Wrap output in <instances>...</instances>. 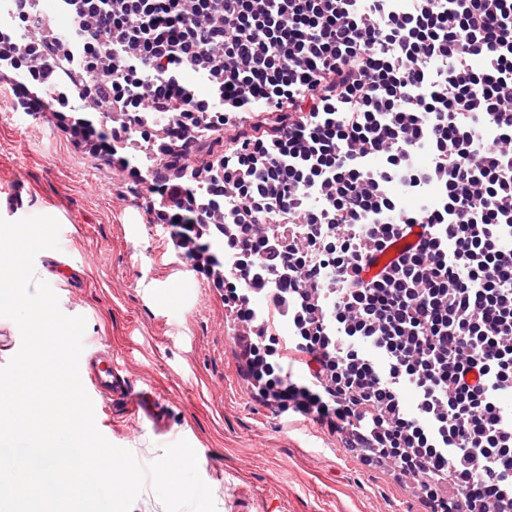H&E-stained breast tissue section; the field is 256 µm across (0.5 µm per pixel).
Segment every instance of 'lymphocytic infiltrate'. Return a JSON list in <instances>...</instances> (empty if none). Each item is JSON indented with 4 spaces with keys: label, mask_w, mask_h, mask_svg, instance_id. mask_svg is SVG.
<instances>
[{
    "label": "lymphocytic infiltrate",
    "mask_w": 512,
    "mask_h": 512,
    "mask_svg": "<svg viewBox=\"0 0 512 512\" xmlns=\"http://www.w3.org/2000/svg\"><path fill=\"white\" fill-rule=\"evenodd\" d=\"M60 2L69 36L24 0L0 64L28 106L120 116L112 145L149 146L156 221L186 256L223 200L219 282L255 396L430 512H512V0ZM220 131L222 155L167 174ZM395 181L439 199L407 209Z\"/></svg>",
    "instance_id": "1"
}]
</instances>
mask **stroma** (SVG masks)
Returning a JSON list of instances; mask_svg holds the SVG:
<instances>
[{"mask_svg":"<svg viewBox=\"0 0 512 512\" xmlns=\"http://www.w3.org/2000/svg\"><path fill=\"white\" fill-rule=\"evenodd\" d=\"M0 73V218H56L67 249L38 254L61 310L85 340L111 348L164 404L165 434L95 399V423L142 465L187 440L217 512H425L386 471L365 467L335 435L257 400L247 385L212 275L175 249L151 197L111 156L74 133L70 112L18 115Z\"/></svg>","mask_w":512,"mask_h":512,"instance_id":"stroma-1","label":"stroma"}]
</instances>
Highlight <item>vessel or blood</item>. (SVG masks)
I'll return each instance as SVG.
<instances>
[{
  "mask_svg": "<svg viewBox=\"0 0 512 512\" xmlns=\"http://www.w3.org/2000/svg\"><path fill=\"white\" fill-rule=\"evenodd\" d=\"M79 369L90 384L92 394L101 398L132 405L144 411L152 420H160L162 406L157 393L136 390L124 365L111 352L91 347L83 350Z\"/></svg>",
  "mask_w": 512,
  "mask_h": 512,
  "instance_id": "obj_1",
  "label": "vessel or blood"
}]
</instances>
